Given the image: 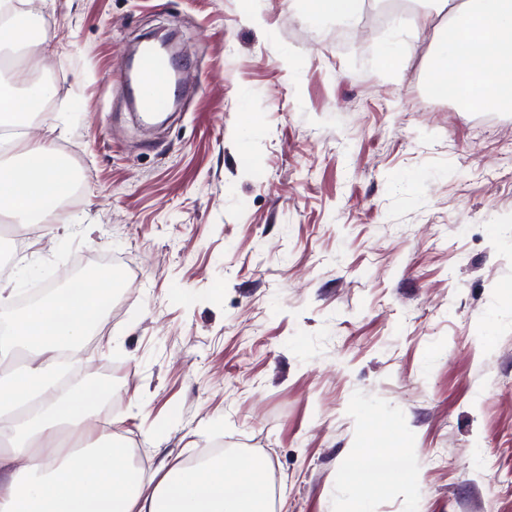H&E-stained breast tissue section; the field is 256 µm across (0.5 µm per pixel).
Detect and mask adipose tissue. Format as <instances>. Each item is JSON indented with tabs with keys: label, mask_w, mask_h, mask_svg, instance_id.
Returning <instances> with one entry per match:
<instances>
[{
	"label": "adipose tissue",
	"mask_w": 512,
	"mask_h": 512,
	"mask_svg": "<svg viewBox=\"0 0 512 512\" xmlns=\"http://www.w3.org/2000/svg\"><path fill=\"white\" fill-rule=\"evenodd\" d=\"M45 0H18L0 10V40L26 42L41 33ZM417 24L445 14L447 37L428 72V88L462 106L512 112V0H429ZM31 73L20 63L0 86V115L11 118L18 163L0 165V213L14 223L53 216L74 189V174L56 149L21 134V115L37 111L51 88L16 94ZM114 286L109 276L81 280L28 306L0 335V512H276L270 465L242 453L194 466L172 465L160 478L131 466L130 449L107 435L92 446L62 452L60 433L73 439L89 430L100 394L84 385L59 394L54 382L59 352L76 355L100 322ZM40 411L18 420L19 407Z\"/></svg>",
	"instance_id": "adipose-tissue-1"
}]
</instances>
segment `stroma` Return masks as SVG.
<instances>
[{"instance_id": "35a3bbf8", "label": "stroma", "mask_w": 512, "mask_h": 512, "mask_svg": "<svg viewBox=\"0 0 512 512\" xmlns=\"http://www.w3.org/2000/svg\"><path fill=\"white\" fill-rule=\"evenodd\" d=\"M305 0H54L27 118L77 177L15 247L22 297L122 275L66 369L110 389L132 464L268 458L283 512H512V112L434 97L433 28ZM176 31L196 83L140 129L126 56ZM416 478L353 489L367 438ZM306 3L313 17L339 20L355 15L360 0H308Z\"/></svg>"}]
</instances>
